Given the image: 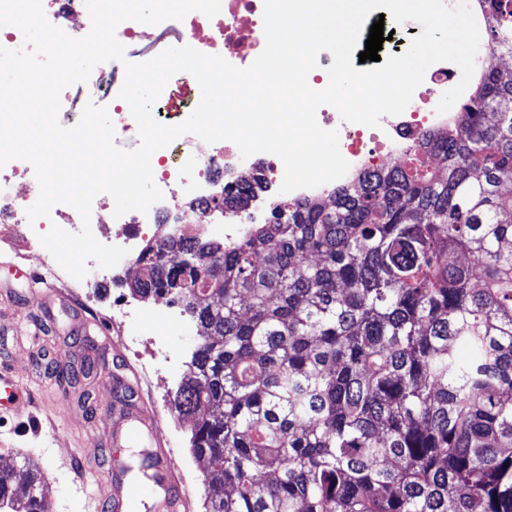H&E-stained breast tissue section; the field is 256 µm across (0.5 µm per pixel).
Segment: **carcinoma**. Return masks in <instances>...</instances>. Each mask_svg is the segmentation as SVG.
<instances>
[{"instance_id":"cac0c4a2","label":"carcinoma","mask_w":512,"mask_h":512,"mask_svg":"<svg viewBox=\"0 0 512 512\" xmlns=\"http://www.w3.org/2000/svg\"><path fill=\"white\" fill-rule=\"evenodd\" d=\"M479 2L512 55V0ZM360 183L142 250L132 293L198 326L174 407L221 461L206 512H512V78L483 72ZM50 508L37 472L0 469V512Z\"/></svg>"}]
</instances>
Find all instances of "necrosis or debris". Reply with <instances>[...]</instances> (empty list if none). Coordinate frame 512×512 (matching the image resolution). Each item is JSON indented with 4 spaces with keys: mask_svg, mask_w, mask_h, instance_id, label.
<instances>
[{
    "mask_svg": "<svg viewBox=\"0 0 512 512\" xmlns=\"http://www.w3.org/2000/svg\"><path fill=\"white\" fill-rule=\"evenodd\" d=\"M48 21L74 38L85 36L91 27L84 0H41ZM264 0H224L223 10L215 17L199 11L189 12L184 19L171 24L147 25L135 20L121 22L117 39L125 46L164 39L175 31L180 42L208 55L223 57L230 64L250 66L265 47ZM458 68L450 62L433 64L413 94L412 104L401 115L385 116L379 126L369 127L344 121L329 105L316 114L319 125L338 130L340 151L349 162L345 182H353L367 172L379 171L405 161L409 148L428 129L447 128L453 113H438L439 102L434 89L446 87ZM188 75L170 79L152 107V115L161 124L174 126L185 122L198 105L190 93ZM111 69L97 65L87 82L66 87L60 94L61 110L71 123H78L82 114L81 96H89L105 106L116 135L137 132L138 124L130 107L119 96ZM241 153L229 140L208 144L196 135L186 133L152 157L153 179L162 191V201L148 213L131 211L114 217L107 194H98L92 202L91 230L101 243L127 248L122 266L137 262L138 240L156 234L171 238L180 234L211 235L221 232L225 241L239 240L253 223L257 211L280 201L324 198L330 194L327 185L298 189L280 194L284 164L276 155L257 153L251 156L249 168H242ZM260 179L263 193L241 196L237 212L225 211L222 200L227 190L253 179ZM38 182L33 166L14 159L0 167V223L10 225L15 236L24 242L27 251L41 250V235L47 227L78 232L83 222L78 211L67 204L55 205L49 216L29 220L26 210L34 202L33 191Z\"/></svg>",
    "mask_w": 512,
    "mask_h": 512,
    "instance_id": "4bbe7bcc",
    "label": "necrosis or debris"
}]
</instances>
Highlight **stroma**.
I'll list each match as a JSON object with an SVG mask.
<instances>
[{"mask_svg": "<svg viewBox=\"0 0 512 512\" xmlns=\"http://www.w3.org/2000/svg\"><path fill=\"white\" fill-rule=\"evenodd\" d=\"M49 251L12 266L0 265V375L13 377L34 396L32 407L0 408V457L28 465L48 485L53 512H94L95 500L112 495L111 458L140 462V447L112 445L115 422L150 406L163 415V438L172 451L175 472L195 485L189 512H204V464L190 449L193 422L180 416L171 399L188 374L199 337L196 325L169 297L138 301L128 277L105 279L89 301L72 300L61 291L43 297L33 281L42 273ZM139 305L148 319L126 322L139 344L96 346L84 321L101 324L117 336L118 305ZM176 325L165 345L167 360L142 393L128 386L133 371L151 358L153 331ZM64 369H57V360Z\"/></svg>", "mask_w": 512, "mask_h": 512, "instance_id": "1", "label": "stroma"}]
</instances>
